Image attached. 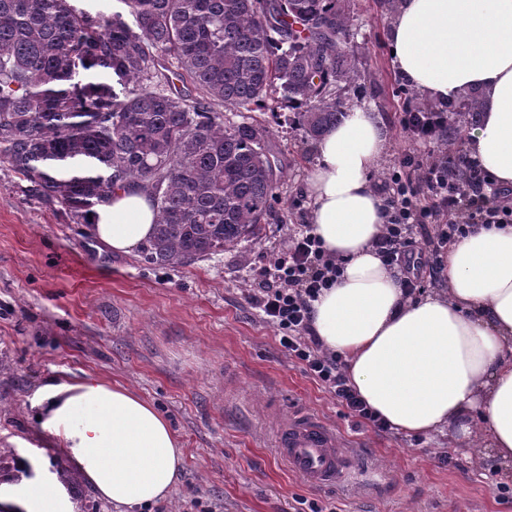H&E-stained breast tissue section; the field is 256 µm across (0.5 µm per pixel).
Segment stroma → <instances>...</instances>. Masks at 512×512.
<instances>
[{"instance_id": "obj_1", "label": "stroma", "mask_w": 512, "mask_h": 512, "mask_svg": "<svg viewBox=\"0 0 512 512\" xmlns=\"http://www.w3.org/2000/svg\"><path fill=\"white\" fill-rule=\"evenodd\" d=\"M357 78L337 90L345 108L368 106L388 126L390 145L374 179L410 147L400 125L406 106L429 99L390 63L391 14L379 0H346ZM281 160L278 196L256 238L179 267L99 248L59 204L29 193L0 163V512H17L27 480L59 473L66 460L39 419L46 386L88 377L119 384L152 402L184 450V472L150 512H290L295 499L334 512H512L497 481L512 464L482 462V439L447 433H379L355 425L345 408L282 351L276 330L246 299L255 271L277 257L292 225L305 223L313 141L284 116L256 115ZM306 407L350 438L360 459L387 470L380 489H313L276 459L279 413ZM452 453L459 467L440 464Z\"/></svg>"}]
</instances>
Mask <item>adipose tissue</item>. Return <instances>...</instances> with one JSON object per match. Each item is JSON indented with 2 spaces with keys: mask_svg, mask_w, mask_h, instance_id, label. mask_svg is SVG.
<instances>
[{
  "mask_svg": "<svg viewBox=\"0 0 512 512\" xmlns=\"http://www.w3.org/2000/svg\"><path fill=\"white\" fill-rule=\"evenodd\" d=\"M389 45L397 76L429 97L471 92L481 115L468 148L490 178L512 185V0H400ZM390 140L380 116L351 108L316 143L309 220L341 259L338 283L314 302L312 326L347 357V375L396 430L470 434L485 414L486 444L512 461V225L481 230L448 250L447 286L404 297L400 274L372 247L385 222L372 174ZM91 235L116 255L152 237L155 212L138 188L95 206ZM43 425L102 500L138 512L169 497L184 453L169 420L131 390L95 379L51 385ZM21 512H75L52 477L26 484Z\"/></svg>",
  "mask_w": 512,
  "mask_h": 512,
  "instance_id": "1",
  "label": "adipose tissue"
}]
</instances>
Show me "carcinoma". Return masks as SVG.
I'll return each instance as SVG.
<instances>
[{
  "mask_svg": "<svg viewBox=\"0 0 512 512\" xmlns=\"http://www.w3.org/2000/svg\"><path fill=\"white\" fill-rule=\"evenodd\" d=\"M125 3L132 25L70 0H0V162L75 224L142 188L156 214L142 260L182 266L254 236L275 198L267 131L217 107H287L318 139L344 114L332 87L355 73L348 18L344 0ZM174 67L198 95L171 87Z\"/></svg>",
  "mask_w": 512,
  "mask_h": 512,
  "instance_id": "cac0c4a2",
  "label": "carcinoma"
}]
</instances>
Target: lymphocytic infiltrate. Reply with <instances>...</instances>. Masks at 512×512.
Returning <instances> with one entry per match:
<instances>
[{"mask_svg":"<svg viewBox=\"0 0 512 512\" xmlns=\"http://www.w3.org/2000/svg\"><path fill=\"white\" fill-rule=\"evenodd\" d=\"M451 117L445 109L404 112L401 127L414 148L384 179L389 189L386 222L374 249L386 265L403 269V288L410 298L421 293L425 278L443 274V256L451 245L478 229L512 223V188L496 185L465 150L439 149ZM342 270L311 226L300 225L276 259L258 269L248 302L276 329L288 357L333 395L348 416L388 433L391 425L351 387L341 355L312 332V303L337 283Z\"/></svg>","mask_w":512,"mask_h":512,"instance_id":"lymphocytic-infiltrate-1","label":"lymphocytic infiltrate"}]
</instances>
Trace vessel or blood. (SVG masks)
Listing matches in <instances>:
<instances>
[{
  "label": "vessel or blood",
  "instance_id": "vessel-or-blood-1",
  "mask_svg": "<svg viewBox=\"0 0 512 512\" xmlns=\"http://www.w3.org/2000/svg\"><path fill=\"white\" fill-rule=\"evenodd\" d=\"M272 441L280 462L309 487L335 488L350 481L386 482V472L361 465L348 441L317 412L298 411L281 419Z\"/></svg>",
  "mask_w": 512,
  "mask_h": 512
}]
</instances>
